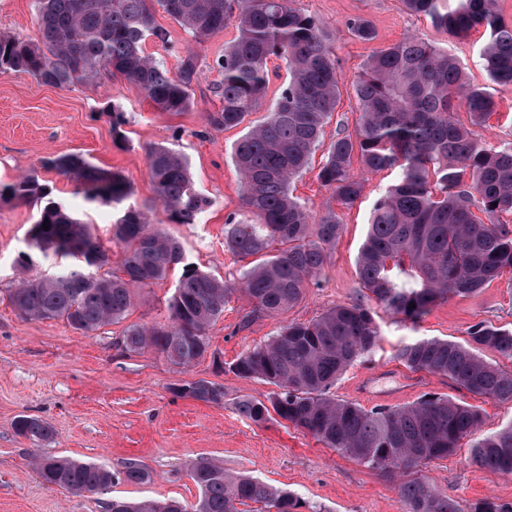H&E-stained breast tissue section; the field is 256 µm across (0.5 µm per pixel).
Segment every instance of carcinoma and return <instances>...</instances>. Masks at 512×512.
Listing matches in <instances>:
<instances>
[{
  "mask_svg": "<svg viewBox=\"0 0 512 512\" xmlns=\"http://www.w3.org/2000/svg\"><path fill=\"white\" fill-rule=\"evenodd\" d=\"M163 11L198 41L236 29L234 40L214 61L218 79L212 92L222 107L209 113L211 128L228 130L247 116L267 109L266 116L234 144L233 158L242 179V206L224 221V250L241 260L240 281L224 279L196 267H185L175 287L169 322L131 325L121 345L129 352L153 348L179 366L203 356L208 329L224 314L232 292L244 291L254 312L277 316L305 297L333 250L342 227L328 205L315 219L291 191L292 181L311 163L322 129L336 111L339 75L327 26L291 6L290 0H156ZM497 0H401L404 8L455 38L479 27L486 41L482 54L491 80L512 85V24L496 8ZM347 29L357 39L376 38L370 22L352 16ZM36 40L0 35V74L31 75L57 87H86L104 72L118 73L137 85L164 112H187L194 104L200 65L192 49L179 56L177 72L145 53L147 38L167 44L168 33L156 24L148 0H36ZM286 63V77L271 104L268 60ZM360 118L355 136L339 135L327 148L317 174L333 189V199L349 208L361 197L363 182L351 173L353 156L364 169L392 170L398 180L374 204L366 240L358 256L361 287L402 322L420 321L437 304L468 294L512 271V226L499 216L512 214V144L487 146L474 128L484 126L496 103L487 89L470 82L459 61L447 50L417 35L371 54L353 83ZM463 100L469 124L454 118ZM156 199L174 224H193L211 206L197 191L188 157L165 144L147 155ZM43 167L73 178L87 201L114 209L131 194L127 179L104 171L80 154L48 157ZM481 199L487 222L471 211L473 194ZM36 207L30 244L77 260L52 278L25 274L20 262L9 301L26 320H64L85 334L123 319L132 289L165 278L183 262L180 242L152 230L143 213L126 209L114 222L113 240L124 248L120 273L87 279L90 262L101 269L110 248L90 225L49 199L38 177L27 175L0 189ZM49 222V229L42 228ZM78 242L84 251L66 249ZM415 307H410V303ZM380 338L373 312L359 303L337 305L309 322H291L267 343L241 356L232 367L240 378H261L278 388L263 402L245 396L239 412L260 423L270 412L311 434L329 448L364 466L404 471L399 484L407 512H461L440 495L417 468L448 458L462 438L474 437L473 461L498 474H512V425L477 435L480 407L446 396L428 395L403 406L367 410L329 395V389L358 358L372 352ZM488 350L512 361V331L473 325L469 342L419 338L402 345L395 359L414 372L448 377L458 388L479 397L512 403V370L483 358ZM179 394L206 403L224 399L221 386L197 380ZM15 431L33 442L53 436L51 426L22 414ZM34 466L43 485L73 493H103L116 476L94 462L39 455ZM189 477L199 490L187 506L177 499L134 501L114 498L108 512H293L297 501L288 493L245 476H231L212 463H197ZM151 471L132 464L123 479L143 484Z\"/></svg>",
  "mask_w": 512,
  "mask_h": 512,
  "instance_id": "obj_1",
  "label": "carcinoma"
}]
</instances>
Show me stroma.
<instances>
[{"label":"stroma","instance_id":"stroma-1","mask_svg":"<svg viewBox=\"0 0 512 512\" xmlns=\"http://www.w3.org/2000/svg\"><path fill=\"white\" fill-rule=\"evenodd\" d=\"M294 5L325 22L333 39L340 97L323 127V144H330L337 134L355 132L360 112L352 84L370 54L410 33L448 49L473 83L487 86L497 110L478 133L495 147L512 143V85L490 82L481 33L452 37L434 29L428 19L408 13L400 0H294ZM353 15L372 22L374 41L351 35L345 21ZM155 20L168 31L170 44L165 47L147 39L146 53L163 60L172 72L177 69V49L190 46L198 55L202 80L195 89L194 107L180 114L160 111L135 84L108 73L89 87L70 89L28 75L0 74V184L37 172L51 198L111 246V264L119 266L122 249L112 242L117 211L88 202L73 179L41 165L48 157L81 154L93 165L127 178L131 195L126 207L142 211L148 223L177 237L185 263L234 282L241 263L224 249V220L241 206L232 147L244 129H211L207 116L222 106L210 90L217 78L211 65L236 31L230 26L197 43L163 10H156ZM0 34L35 37L34 0H0ZM116 111L124 119L117 131L112 128ZM157 144L175 146L188 156L197 190L212 201L196 223H170L155 199L147 152ZM322 159V153H315L310 168L292 183L294 196L317 215L333 194L317 178ZM351 171L362 178L363 193L353 207L336 210L342 231L318 284L310 286L299 304L275 317L253 316V302L243 292H233L223 316L208 330L206 354L188 367L172 364L155 349L131 353L120 343L129 325L167 323L169 301L181 275L177 269L136 289L125 318L91 335L61 320L19 318L8 297L19 256L30 255L27 274L32 278L62 273L69 263L31 248L32 206L0 200V512H106L113 497L175 498L191 505L199 490L188 469L198 461L291 494L300 502L296 512H406L397 476L365 467L279 416L257 424L236 407L245 396L266 400L273 387L258 378H239L232 363L267 342L281 325L317 319L339 304L371 308L381 336L373 353L359 358L338 378L330 389L332 397L369 409L402 406L426 394L445 395L479 404L482 434L511 424L512 403L474 400L447 377L411 371L396 360L395 353L415 338L467 342L471 326L479 322L512 329V272L474 293L434 306L418 324L398 322L361 288L357 269L370 211L396 175L365 172L357 159ZM199 379L221 385L223 401L203 403L175 394V387ZM21 414L46 421L53 439L35 444L17 435L14 421ZM42 453L106 465L118 479L107 495L46 488L33 465ZM132 463L146 466L153 474L151 482L123 481L121 474ZM422 473L462 512L481 499L512 503V474H495L478 466L470 440H462L456 455L428 464Z\"/></svg>","mask_w":512,"mask_h":512}]
</instances>
